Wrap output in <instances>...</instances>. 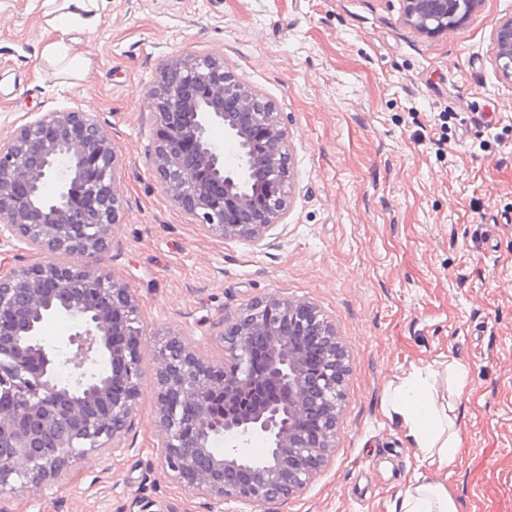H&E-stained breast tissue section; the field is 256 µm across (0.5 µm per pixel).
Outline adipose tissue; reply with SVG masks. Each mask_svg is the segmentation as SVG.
<instances>
[{
    "instance_id": "ef3b65f1",
    "label": "adipose tissue",
    "mask_w": 512,
    "mask_h": 512,
    "mask_svg": "<svg viewBox=\"0 0 512 512\" xmlns=\"http://www.w3.org/2000/svg\"><path fill=\"white\" fill-rule=\"evenodd\" d=\"M435 373L412 367L399 382L390 385L385 414L398 420L412 438L421 464L445 470L454 464L461 439L454 398L438 400L431 392ZM400 512H458L444 483L415 475L399 492Z\"/></svg>"
}]
</instances>
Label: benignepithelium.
I'll use <instances>...</instances> for the list:
<instances>
[{
  "mask_svg": "<svg viewBox=\"0 0 512 512\" xmlns=\"http://www.w3.org/2000/svg\"><path fill=\"white\" fill-rule=\"evenodd\" d=\"M455 5L405 0L404 20L422 34L443 33L461 24ZM494 61L512 78V17L496 25ZM146 100L157 124L150 169L191 223L251 244L285 223L288 128L224 58H168ZM217 126L234 147L232 164L212 137ZM121 168L94 112H47L0 140V242L43 256L0 273V502L19 484H44L93 455L130 449L143 379L139 300L98 260L123 215ZM56 317L78 328L64 383L39 336ZM221 326L219 358L180 334L155 353L161 468L197 495L256 509L303 492L328 465L347 399V354L334 319L307 300L256 299ZM101 355L112 363L109 379L85 371ZM216 437L222 454L211 450ZM255 438L266 444L260 457L243 451Z\"/></svg>",
  "mask_w": 512,
  "mask_h": 512,
  "instance_id": "1",
  "label": "benign epithelium"
}]
</instances>
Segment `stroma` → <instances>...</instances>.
<instances>
[{"label": "stroma", "mask_w": 512, "mask_h": 512, "mask_svg": "<svg viewBox=\"0 0 512 512\" xmlns=\"http://www.w3.org/2000/svg\"><path fill=\"white\" fill-rule=\"evenodd\" d=\"M43 0H0V139L39 115L97 113L122 161L125 210L107 264L137 292L143 387L125 455L102 454L5 512H217L158 464L154 354L181 332L220 350L215 323L257 298L317 304L350 375L330 464L273 512H399L417 450L383 407L411 367L467 371L458 512H512V79L493 56L512 0L456 29L408 26L403 0H106L94 30L51 27ZM64 42L86 59H46ZM179 54L224 57L290 134L288 218L260 244L191 224L155 181L145 97Z\"/></svg>", "instance_id": "1"}]
</instances>
